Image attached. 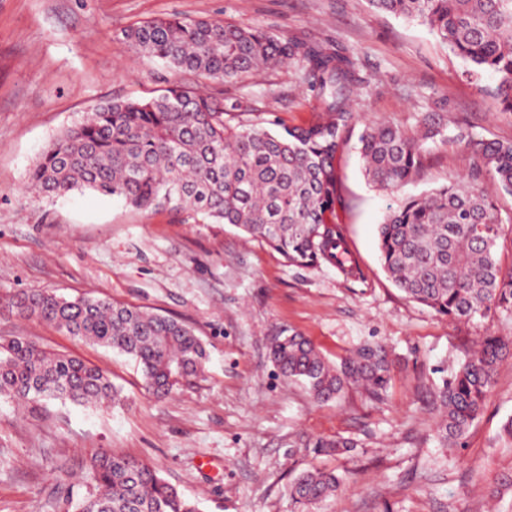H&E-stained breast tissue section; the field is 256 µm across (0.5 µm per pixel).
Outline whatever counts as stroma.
Returning a JSON list of instances; mask_svg holds the SVG:
<instances>
[{
  "instance_id": "35a3bbf8",
  "label": "stroma",
  "mask_w": 512,
  "mask_h": 512,
  "mask_svg": "<svg viewBox=\"0 0 512 512\" xmlns=\"http://www.w3.org/2000/svg\"><path fill=\"white\" fill-rule=\"evenodd\" d=\"M173 16L231 22L298 37L350 56L361 80L360 122L443 128L420 174L397 195L369 183L355 147L338 164V215L362 277L336 267L288 265L228 224H182L92 191L32 200L30 169L88 106L140 99L183 82L139 58L128 26ZM466 62L424 25L374 12L367 0H0V299L43 290L68 299L104 296L181 321L205 344L201 376L164 398L148 393L137 364L112 349L23 319L0 307V337L21 335L103 369L120 391L107 408L49 400L18 407L0 398V512H61L81 497L84 465L97 452L154 466L199 512H296L290 485L302 471L333 470L345 485L310 512H512V357L506 358L460 445L437 432L436 392L479 337H512V313L455 323L408 299L382 268L377 226L393 198L425 194L459 178L488 183L454 142L458 124L479 138L512 141V113L475 82ZM265 119L297 125L321 100L297 65L252 72L227 86ZM308 336L332 362L384 340L398 363L382 398L348 387L319 403L284 378L270 350L281 332ZM352 437L338 456L309 447Z\"/></svg>"
}]
</instances>
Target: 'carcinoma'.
Returning a JSON list of instances; mask_svg holds the SVG:
<instances>
[{
	"instance_id": "1",
	"label": "carcinoma",
	"mask_w": 512,
	"mask_h": 512,
	"mask_svg": "<svg viewBox=\"0 0 512 512\" xmlns=\"http://www.w3.org/2000/svg\"><path fill=\"white\" fill-rule=\"evenodd\" d=\"M370 8L427 26L469 63L468 76L498 75L494 91L512 112V0H368ZM140 57L214 84L203 94L188 83L145 99L112 100L89 108L63 130L29 174L32 198L53 199L90 190L137 210L169 209L188 224H230L264 242L288 262L329 264L343 275L361 270L342 225L337 162L353 135L351 97L360 79L347 55L232 23L174 16L124 30ZM294 62L313 77L323 106L304 124L270 130L242 97L222 85L261 66ZM435 127L411 133L394 121L366 126L358 136L364 175L398 191L420 173ZM454 141L474 149L494 189L462 178L426 195L390 205L378 227L386 274L406 296L450 320L467 321L491 309L512 311V269L497 253L501 195L512 196V142L477 139L459 131ZM19 317H36L72 336L132 358L145 389L157 398L204 371L206 349L184 323L164 315L92 296L68 300L40 290L0 299ZM509 342L488 334L440 391L443 443L454 446L481 413ZM271 354L281 374L302 382L317 402L340 399L349 384L374 396L386 390L393 360L380 341L361 345L336 365L301 333L276 339ZM18 404L65 400L108 407L119 390L97 367L49 351L24 336L0 340V398ZM356 444L318 438V455ZM79 512H197L158 471L114 453L92 455ZM334 471L299 474L290 490L299 510L335 495Z\"/></svg>"
}]
</instances>
